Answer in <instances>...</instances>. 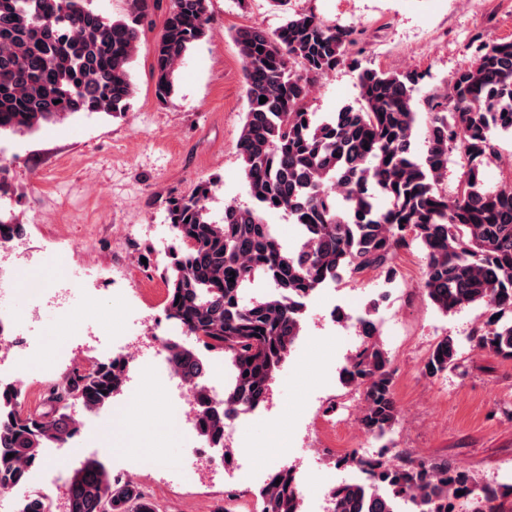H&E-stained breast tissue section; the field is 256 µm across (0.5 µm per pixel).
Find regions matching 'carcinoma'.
I'll list each match as a JSON object with an SVG mask.
<instances>
[{"instance_id":"cac0c4a2","label":"carcinoma","mask_w":512,"mask_h":512,"mask_svg":"<svg viewBox=\"0 0 512 512\" xmlns=\"http://www.w3.org/2000/svg\"><path fill=\"white\" fill-rule=\"evenodd\" d=\"M132 5L130 19L114 20L89 0H0V132L31 133L80 112H126L138 19L151 7L150 0ZM209 23L208 0H173L152 50L158 97L174 91L182 60L207 36ZM235 40L248 103L238 151L255 206L227 205L214 220L206 206L211 181L168 202L175 244L164 267L166 316L201 335L203 348L223 353L234 371L233 385L215 403L203 385L199 352L165 341L174 372L195 390L197 434L233 456L224 446V420L266 403L280 363L302 336L304 300L344 275L393 279L399 251L414 243L425 253L423 292L432 305L444 315L483 306L487 319L469 335L471 348L512 360V180L487 188L482 179L485 160L498 154L497 136L512 134V40L479 45L448 91L426 98L419 158L412 151L420 81L414 73L362 69L358 105L326 118L308 111L315 81L347 62L352 30L300 14L272 34L244 29ZM453 150L465 171L450 196L438 185ZM270 210L299 225L296 245L279 241L264 219ZM259 281L269 291L244 302ZM355 320L361 344L343 379L363 396L360 429L384 444L373 460L348 455L368 478L335 487L333 512H399L405 500L410 512H459L464 502L470 512H505L500 489L446 459L387 457L399 414L390 360L371 315ZM458 350L453 337H442L425 374L456 367ZM128 374L116 357L89 372L75 366L50 385L48 408L35 413L21 409L20 388L0 383V489L23 487L44 466V449L62 448L80 434L71 407H108ZM259 496L261 512H302L291 468L271 476ZM65 498L66 512H158L138 483L96 459L68 479ZM15 512L53 510L41 495L17 499Z\"/></svg>"}]
</instances>
